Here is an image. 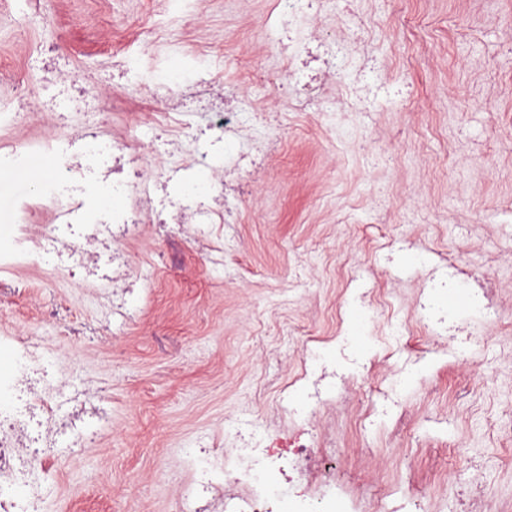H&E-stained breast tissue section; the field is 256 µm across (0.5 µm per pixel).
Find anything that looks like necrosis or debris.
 <instances>
[{
    "label": "necrosis or debris",
    "mask_w": 512,
    "mask_h": 512,
    "mask_svg": "<svg viewBox=\"0 0 512 512\" xmlns=\"http://www.w3.org/2000/svg\"><path fill=\"white\" fill-rule=\"evenodd\" d=\"M323 0H277L266 18L275 30H288L287 50L270 87L282 92L284 80L304 76L301 95L292 111H309L317 104L325 121L350 120L353 112H380L392 103L390 80L376 66L357 65L353 57L363 42L360 32L332 38L314 34L312 26ZM62 49L53 42L36 65V77L16 81L15 95L0 100V128L24 123V99L36 100L41 111L73 114L82 122L76 132L55 134L0 150V181L42 163L45 175L29 190L18 192L0 206V296L10 294V275L23 267L49 270L79 288L94 293L104 322L124 327L135 314L128 301L134 291L131 265L125 252L128 240L148 224L177 225L185 240L207 262H224V249L213 242L216 227L230 223V200L241 197V174L263 160L265 140L256 135L260 103L247 91L227 93L221 83L197 75L172 88L166 79L148 81L140 73L135 54H123L120 76L126 85L150 89L158 106L148 122L110 134L86 117L94 100L79 78L55 75ZM339 77L342 95L328 106L331 93L325 79ZM164 145L168 162L160 176L151 173L149 149ZM204 181L205 200L189 187ZM96 184L111 192L112 206L90 210L86 190ZM51 219L33 232L36 214ZM444 285L426 276L414 285L415 311L409 324L435 326V343L460 354L487 343L488 329L497 324L503 308L488 289L474 302L482 304L475 322L451 323L435 314ZM60 355L32 343L12 328L0 330V512H42L44 481L52 463L67 448H83L99 436V424L109 422L106 402L93 394L76 372H64ZM364 378L341 377L338 389L313 390L298 401L287 387L278 390L277 412L295 423L287 438L277 431H256L253 422L237 427L232 452L224 457L223 474H215L209 459L197 465L193 486L180 496V512H307L306 501L318 498L317 512H336L362 501L354 490L335 498L322 495L319 467L302 466L296 477L284 476L271 455L287 443L306 458L336 445L335 408L350 403Z\"/></svg>",
    "instance_id": "obj_1"
}]
</instances>
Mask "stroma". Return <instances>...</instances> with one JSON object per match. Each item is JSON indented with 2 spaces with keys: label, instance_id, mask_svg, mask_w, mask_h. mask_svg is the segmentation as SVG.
<instances>
[{
  "label": "stroma",
  "instance_id": "35a3bbf8",
  "mask_svg": "<svg viewBox=\"0 0 512 512\" xmlns=\"http://www.w3.org/2000/svg\"><path fill=\"white\" fill-rule=\"evenodd\" d=\"M273 0H198L194 17L171 22L167 0H47L28 24L19 0H0V75L33 63L37 49L67 29L66 76L87 77L111 131L155 102L125 86L112 55L136 49L143 24L168 30L165 43L139 56L151 74L172 64L195 71L197 49L227 90L246 87L251 64L274 68L264 36ZM367 30L377 56L405 94L388 112L328 130L318 114L269 113L277 148L251 179L238 224L224 229L216 267L179 232L145 231L127 244L133 268L153 274L136 284L142 310L123 330L52 339L64 364L77 367L112 409L96 446L55 462L46 476L49 512H179L199 446L223 447L241 411L287 429L274 390L306 356L318 376L326 350L304 351L298 326L318 335L341 331L354 357H388L387 381L404 405L422 408L413 438L390 443L388 420L362 434L342 422L349 448H372L402 478L428 482L448 470L468 480L480 469L512 512V444L492 420L512 410V324L457 359L433 339L394 343L397 307L408 306L414 255L448 254L479 269L512 300V0H328L317 34ZM127 111H112L113 95ZM388 228L379 232L376 213ZM49 272L19 270L18 296L0 302V322L35 327L45 304H62L71 323L96 317L95 298L48 287ZM378 286L386 305L366 320L361 296Z\"/></svg>",
  "mask_w": 512,
  "mask_h": 512
}]
</instances>
